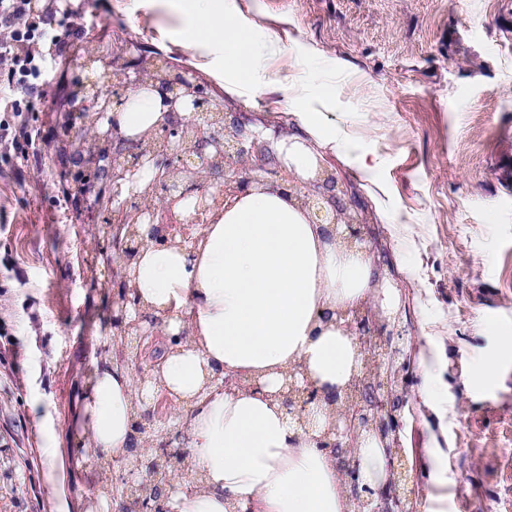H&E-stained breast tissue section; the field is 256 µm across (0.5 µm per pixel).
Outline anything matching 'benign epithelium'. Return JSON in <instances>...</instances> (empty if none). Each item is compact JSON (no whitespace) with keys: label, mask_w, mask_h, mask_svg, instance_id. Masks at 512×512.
Instances as JSON below:
<instances>
[{"label":"benign epithelium","mask_w":512,"mask_h":512,"mask_svg":"<svg viewBox=\"0 0 512 512\" xmlns=\"http://www.w3.org/2000/svg\"><path fill=\"white\" fill-rule=\"evenodd\" d=\"M150 64L148 71L137 58L119 60L110 51L89 50L73 72L67 96L101 104L88 138L108 147L105 162L94 166L97 177L87 184L84 163L76 154L69 156L71 179L83 188L77 200L89 202L100 213L103 205L112 206L123 185L137 173L149 174L139 190L110 210L113 250L125 258L138 253L145 242L138 225H154L150 240L155 243L176 241L183 248L192 239L172 232V221L192 210L208 224L219 211L231 210L254 192L278 195L309 223L323 225L328 242L364 253L373 268L370 291L355 306L336 309V326L359 345L357 366L351 380L336 390V417L318 439V447L338 456L357 447L365 434L376 435L388 449V479L372 488L359 482L357 467L344 469L353 502L370 507V512H411L412 498L400 490L399 463L405 455L401 426L393 416L383 414V400L393 395L398 382V373L391 372L397 353L389 330L394 318L375 300L387 285L381 270L388 259L354 186L321 160L306 175L295 172L285 161L288 139L282 128L227 106L207 83L174 69L163 58ZM133 93L158 101L160 117L147 136L123 134L112 116L127 109ZM158 324L151 313L139 312L124 332L117 360L141 375L144 361L155 369L158 358L151 357L143 343L158 335ZM214 382L226 393L246 387L242 378L231 375L218 374ZM279 396L282 406L302 423L320 394L308 377L294 376ZM164 401L157 396L154 405L138 411L133 419L135 433L151 442L134 449L135 465L123 469L120 481L113 483L124 490L123 496L114 492L112 498H120L126 512H171L172 473L165 464L175 454L184 457V435L159 428Z\"/></svg>","instance_id":"benign-epithelium-1"}]
</instances>
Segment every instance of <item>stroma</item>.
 <instances>
[{
	"label": "stroma",
	"instance_id": "1",
	"mask_svg": "<svg viewBox=\"0 0 512 512\" xmlns=\"http://www.w3.org/2000/svg\"><path fill=\"white\" fill-rule=\"evenodd\" d=\"M228 2L281 48L262 87L227 91L223 50L191 40L173 0H32L62 51L27 114L34 150L0 157V512H84L97 494L78 420L116 301L110 276L88 266L112 238L87 207L58 205L67 111L55 97L76 53L107 43L159 52L287 129L324 113L375 161L367 174L323 155L389 255L404 488L433 512H512V349L499 343L512 333V0Z\"/></svg>",
	"mask_w": 512,
	"mask_h": 512
}]
</instances>
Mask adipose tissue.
I'll return each instance as SVG.
<instances>
[{
  "label": "adipose tissue",
  "instance_id": "obj_1",
  "mask_svg": "<svg viewBox=\"0 0 512 512\" xmlns=\"http://www.w3.org/2000/svg\"><path fill=\"white\" fill-rule=\"evenodd\" d=\"M183 7L196 40L223 46L233 87L262 81L267 56L226 0H183ZM307 135L372 170L366 153L324 133L315 115L288 137V164L298 173L320 156L304 143ZM197 237L188 250L146 242L129 268L138 304L127 316L153 313L179 339L160 379L176 409L171 422L192 450L185 479L201 486L174 489L172 512H350L336 459L317 440L328 423L326 396L349 380L356 347L325 314L358 302L368 263L322 241L319 225L268 193L245 198ZM297 365L324 395L301 422L277 399ZM218 373L252 385L224 393L212 383ZM152 388L112 356L94 361L80 412L90 447L126 455L135 444L134 409Z\"/></svg>",
  "mask_w": 512,
  "mask_h": 512
}]
</instances>
